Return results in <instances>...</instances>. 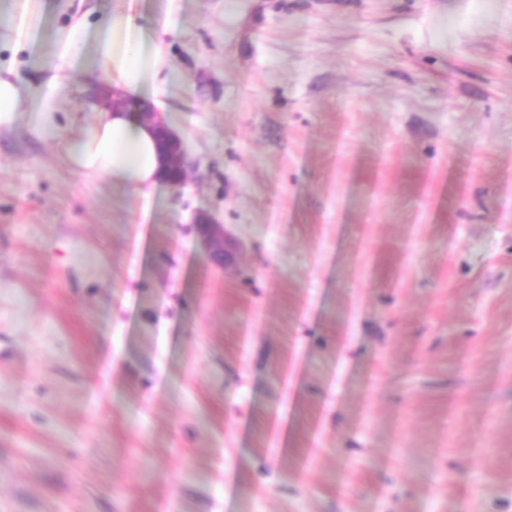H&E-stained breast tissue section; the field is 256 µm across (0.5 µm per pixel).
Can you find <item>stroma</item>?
<instances>
[{
	"instance_id": "1",
	"label": "stroma",
	"mask_w": 512,
	"mask_h": 512,
	"mask_svg": "<svg viewBox=\"0 0 512 512\" xmlns=\"http://www.w3.org/2000/svg\"><path fill=\"white\" fill-rule=\"evenodd\" d=\"M13 2L0 512H512V0ZM124 9L191 163L148 199L66 152L59 35ZM194 224L198 225L201 244L209 260L217 266H224L229 259L224 225L204 216L197 218Z\"/></svg>"
}]
</instances>
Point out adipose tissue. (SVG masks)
I'll return each instance as SVG.
<instances>
[{"label": "adipose tissue", "instance_id": "obj_1", "mask_svg": "<svg viewBox=\"0 0 512 512\" xmlns=\"http://www.w3.org/2000/svg\"><path fill=\"white\" fill-rule=\"evenodd\" d=\"M86 19L71 22L61 33L60 54L77 60L87 38H94L93 61L104 78L123 94L151 99L160 75L170 68L160 36H148L133 14L104 19L90 36ZM68 158L78 169L109 178L114 185L150 194L159 182L158 155L151 128L125 111L105 112L68 143Z\"/></svg>", "mask_w": 512, "mask_h": 512}]
</instances>
